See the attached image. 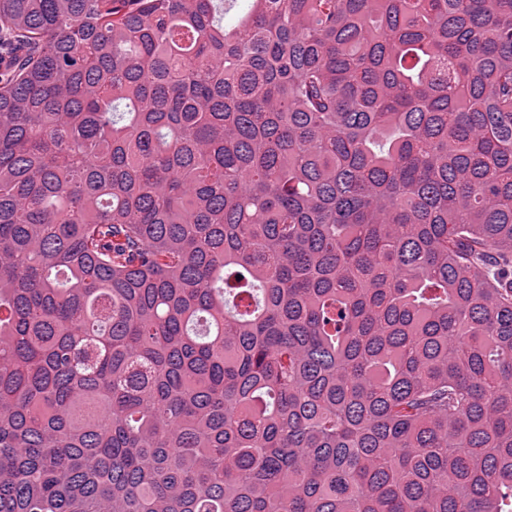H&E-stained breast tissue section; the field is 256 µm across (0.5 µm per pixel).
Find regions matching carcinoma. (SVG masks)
Instances as JSON below:
<instances>
[{"mask_svg":"<svg viewBox=\"0 0 512 512\" xmlns=\"http://www.w3.org/2000/svg\"><path fill=\"white\" fill-rule=\"evenodd\" d=\"M0 512H512V0H0Z\"/></svg>","mask_w":512,"mask_h":512,"instance_id":"1","label":"carcinoma"}]
</instances>
